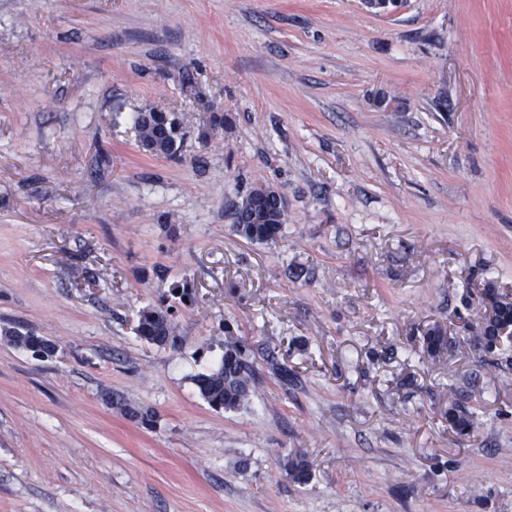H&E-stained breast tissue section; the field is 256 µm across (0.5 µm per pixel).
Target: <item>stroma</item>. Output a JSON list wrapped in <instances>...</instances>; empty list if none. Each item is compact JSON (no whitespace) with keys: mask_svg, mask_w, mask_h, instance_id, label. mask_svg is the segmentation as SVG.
Segmentation results:
<instances>
[{"mask_svg":"<svg viewBox=\"0 0 512 512\" xmlns=\"http://www.w3.org/2000/svg\"><path fill=\"white\" fill-rule=\"evenodd\" d=\"M150 109L176 156L139 149ZM258 185L273 243L232 228ZM486 280L512 294V0H0V512H512V352L464 339ZM228 341L237 411L192 383ZM135 130L138 143H153L156 151L146 146L141 148L144 152L151 151L152 155L171 157L181 147L177 122L168 112H139L135 119ZM275 191L263 186L255 187L249 191L240 204L236 206L234 212V231L241 237L257 243L274 242L281 234L284 224L285 200L280 194L283 203V212L279 209ZM264 208L266 217L269 219L267 224L261 217L253 219V224L242 223L249 220L252 213L258 208ZM173 315L162 308H145L139 313L136 335L156 345L165 344L173 333ZM448 336L447 332L443 331L440 327L429 328L423 336V352H426L429 357H436L444 350H448ZM5 335L9 338L15 346L24 348L34 354H41L42 351H48L53 348L51 341L46 340L40 336H34L28 333H21L16 330H8ZM255 380L256 372L250 355L238 342H227L224 355L216 366L209 372L192 377L201 398L211 407L224 411L246 406ZM448 426L459 434H467L472 427V413L456 401L448 403ZM287 477L297 484L307 483L310 477L309 462L302 453L287 455L283 464Z\"/></svg>","mask_w":512,"mask_h":512,"instance_id":"35a3bbf8","label":"stroma"}]
</instances>
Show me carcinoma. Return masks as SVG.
Instances as JSON below:
<instances>
[{
  "mask_svg": "<svg viewBox=\"0 0 512 512\" xmlns=\"http://www.w3.org/2000/svg\"><path fill=\"white\" fill-rule=\"evenodd\" d=\"M135 130L138 142H152L153 155L171 157L178 153L179 128L174 117L168 112H141L135 119ZM259 207L264 208L268 223L249 224L252 213ZM284 224V213L279 209L275 191L263 186L249 191L234 212V231L241 237L257 243L275 241L281 234ZM475 295L482 306L483 315L474 324H466L465 329L473 332L484 329V335L473 336L474 346L485 354L500 351L506 343L502 336L496 335L500 325L512 323V302L508 294L486 281L482 287L474 288ZM136 335L153 344H165L173 333V315L161 308H145L140 311ZM5 335L14 345L34 354L53 348L51 341L40 336L8 330ZM447 332L440 327L428 329L423 336L422 350L434 358L448 349ZM256 380L254 364L245 348L236 342L224 345V355L216 366L206 372L192 377V381L201 396L211 407L226 411L239 410L246 406L253 393ZM112 405L124 416L133 421L145 422L148 413L131 404L120 395L112 396ZM448 426L459 434H467L472 427V413L456 401L448 403ZM287 477L297 483L305 484L310 477L309 462L302 453L287 455L283 464Z\"/></svg>",
  "mask_w": 512,
  "mask_h": 512,
  "instance_id": "cac0c4a2",
  "label": "carcinoma"
}]
</instances>
